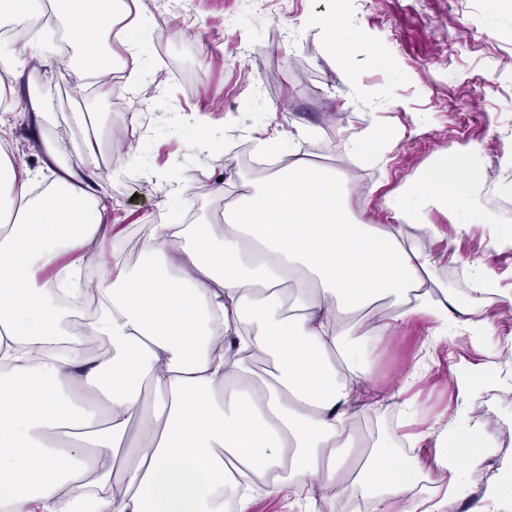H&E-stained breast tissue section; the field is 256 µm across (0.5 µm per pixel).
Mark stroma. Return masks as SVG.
Instances as JSON below:
<instances>
[{
  "instance_id": "35a3bbf8",
  "label": "stroma",
  "mask_w": 512,
  "mask_h": 512,
  "mask_svg": "<svg viewBox=\"0 0 512 512\" xmlns=\"http://www.w3.org/2000/svg\"><path fill=\"white\" fill-rule=\"evenodd\" d=\"M326 6L271 0L268 17L246 19L244 0H132L141 46L132 87L121 77L88 84L62 24L46 14L35 30L40 55L17 52L0 67L1 79L44 107L37 122L0 99V119L12 126L8 153L40 170L44 141L61 140L71 163L96 139L99 191L122 227L102 250L107 263L132 270L147 258L151 225L223 224L227 200L212 185L231 183L238 195L258 176L239 164L237 144L282 156L297 148L345 173L353 212L375 224L390 223L385 198L407 178L472 148L491 221L461 230L432 212L442 236L423 246L440 259L435 280L495 332L477 342L452 320L399 323L367 349L380 401L357 416L355 431L375 443L443 423L452 439L487 431L494 452L444 512H512V500L486 496L512 461V444L498 441L512 431V248L490 247L497 227L512 226V0H342L362 46L346 70L312 32L296 43L284 36ZM370 127L382 135L376 155L351 154L349 142ZM170 182L184 194L168 193ZM485 267L498 292H474L472 276ZM468 375L476 391L465 408L456 383Z\"/></svg>"
}]
</instances>
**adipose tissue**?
Segmentation results:
<instances>
[{"label": "adipose tissue", "instance_id": "1", "mask_svg": "<svg viewBox=\"0 0 512 512\" xmlns=\"http://www.w3.org/2000/svg\"><path fill=\"white\" fill-rule=\"evenodd\" d=\"M112 4L53 6L81 72L106 80L111 56L140 51ZM347 27L336 8L315 26L345 65ZM10 134L0 122V512H79L85 495L92 512H224L228 494L243 504L288 488L312 502L350 482L391 512L411 493L420 461L365 444L352 427L374 386L362 347L415 315L453 310L466 330L492 334L475 309L426 289L436 260L403 235L411 226L438 237L434 210L489 223L475 169L438 157L386 197L392 223L373 224L353 217L343 174L289 153L226 210L223 233L152 225L150 261L107 270L100 309L72 330L59 289L38 275L62 268L80 287L118 236L97 190L96 146L62 166L44 144L59 171L43 188L40 172L6 153ZM295 271L314 285L288 301L279 285ZM255 362L271 363L266 377L254 378ZM419 439L435 448L447 495L465 493L494 448L444 428Z\"/></svg>", "mask_w": 512, "mask_h": 512}]
</instances>
